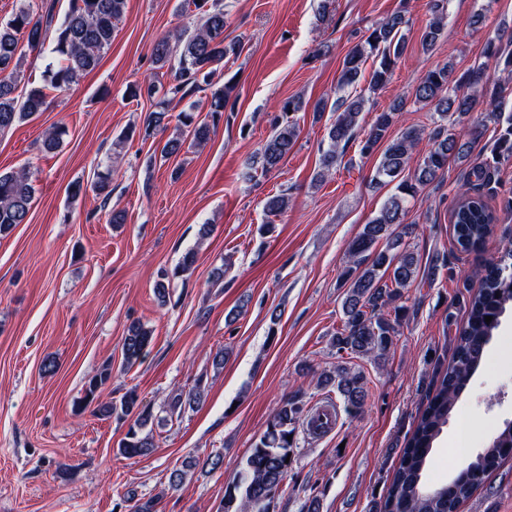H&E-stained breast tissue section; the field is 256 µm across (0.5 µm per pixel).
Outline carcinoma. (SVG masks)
<instances>
[{"label":"carcinoma","mask_w":512,"mask_h":512,"mask_svg":"<svg viewBox=\"0 0 512 512\" xmlns=\"http://www.w3.org/2000/svg\"><path fill=\"white\" fill-rule=\"evenodd\" d=\"M124 8L125 0H69L68 11L55 22L50 14L41 19L28 4L0 23V133L39 115L46 109L50 93L72 87L96 67L101 53L112 43ZM184 8L199 16L200 24L194 33L173 44L163 39L152 52L155 68L166 70L170 82L166 85H157L152 80L146 84L134 83L127 87V95L137 99L144 93L150 97L160 93L162 99L158 105L163 106L175 99L181 102L195 91L211 89L205 118H198L193 102L178 114L191 145L200 146L210 140L234 92V85L227 81L220 86L218 79L224 59L236 54L239 45L224 41L227 18L217 0H184ZM433 13L424 36L430 46L437 43L444 28L445 0H435ZM408 24L402 12L375 24L366 40L344 56L337 83L339 92L357 88L363 79L366 87L351 96L337 97L331 105L322 100L314 106L318 115L328 109L336 114L328 130L327 148L320 159V179L336 170L339 148L355 135L369 96L378 94L389 84L404 54V29ZM49 37L52 38L51 53L58 63L48 65L45 84L30 90L20 103L15 92L23 49L40 51ZM484 54L494 63L492 74L481 65L458 77L454 65L448 62L429 70L416 85L414 103L431 106L437 114L430 131L408 126L392 134L406 107V100L398 99L389 110L379 113L364 132L362 154L382 148L373 181L393 185L394 192L349 243L348 264L341 274L348 284L341 303L343 325L331 338V345L338 353L367 357L376 362L383 360L393 347L396 326L404 317V306L398 304L403 290L420 276L434 281L440 266L448 268V277L454 278L453 268L448 266L445 257L435 258L427 271L420 272L417 255L404 242V238L414 232L413 226L407 225L398 233L393 226L404 223L408 205L422 188L442 178L448 169V160L470 156L471 141H463L453 132L455 123L476 105V99L463 93V88L477 89L486 102V118L497 124L501 122L506 102L512 97V50L499 40H491ZM369 59L372 65L368 70ZM65 135L64 127H53L43 140V150L59 149ZM297 138L298 125L294 121L288 119L276 125L260 151L262 169L269 171L277 167L293 149ZM425 138L428 150L421 153L418 145ZM510 159L512 114L501 127L490 156L476 167L474 175L486 177ZM91 190L105 198L111 195L112 166L107 165L97 172ZM34 195L35 188L25 172L0 173V234L26 223ZM287 209L286 195L269 196L264 203L269 223L263 232H271L275 219ZM496 221L495 211L482 196L464 192L452 211L454 246L461 252L480 250ZM382 239L386 240V248L378 251L376 245ZM462 288L468 292L467 321L456 330L452 361L448 368L439 372L437 386L426 396V405L406 438L383 504L372 506L371 512H458L460 504L512 455V424H508L450 482L430 486L424 478L434 442L448 424L459 393L481 366L500 318L507 306H512V243L484 268L476 291H471L466 282ZM487 316L492 317L488 323L485 322ZM152 340V330L143 323L134 321L128 326L122 343L126 367H132L145 355ZM111 379L112 363L108 362L88 378L83 397L75 403V411L88 410L102 419H110L115 414L130 420L118 452L127 458L145 457L155 447L153 431L148 429V424L154 420L152 409L143 404L134 388L126 391L118 403L102 399V391ZM316 386L336 388L352 412L357 413L363 407L367 382L359 371L338 363L333 370L318 376ZM204 394L205 384L200 377L185 398L178 397L170 404V413L184 404L190 407L200 404ZM302 423L311 435L324 433L329 426L328 420L314 415L308 408L306 393L297 390L280 402L250 453L238 464L235 480L224 490L223 512H276L284 481L295 461L297 429ZM220 464L219 457L204 462L186 461L182 468L171 473L170 485L178 486L188 472L201 465L216 468Z\"/></svg>","instance_id":"1"}]
</instances>
